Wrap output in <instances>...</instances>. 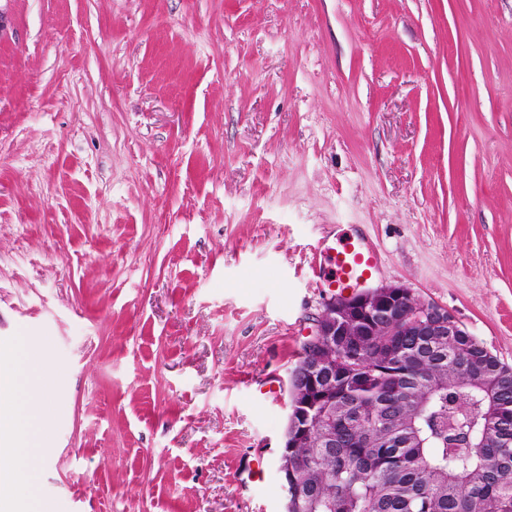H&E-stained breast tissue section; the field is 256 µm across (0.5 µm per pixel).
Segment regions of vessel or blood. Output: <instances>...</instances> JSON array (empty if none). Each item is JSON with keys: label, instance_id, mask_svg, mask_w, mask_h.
Wrapping results in <instances>:
<instances>
[{"label": "vessel or blood", "instance_id": "obj_1", "mask_svg": "<svg viewBox=\"0 0 512 512\" xmlns=\"http://www.w3.org/2000/svg\"><path fill=\"white\" fill-rule=\"evenodd\" d=\"M332 252L334 275L327 285L334 288L336 294L358 292L368 287L381 272L380 251L365 235L337 240Z\"/></svg>", "mask_w": 512, "mask_h": 512}]
</instances>
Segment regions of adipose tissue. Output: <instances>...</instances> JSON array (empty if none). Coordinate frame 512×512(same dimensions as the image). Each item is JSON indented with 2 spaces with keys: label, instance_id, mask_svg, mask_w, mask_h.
<instances>
[{
  "label": "adipose tissue",
  "instance_id": "1",
  "mask_svg": "<svg viewBox=\"0 0 512 512\" xmlns=\"http://www.w3.org/2000/svg\"><path fill=\"white\" fill-rule=\"evenodd\" d=\"M45 361L28 340L0 355V512H45L36 500L43 466L52 454L46 440V405L51 396Z\"/></svg>",
  "mask_w": 512,
  "mask_h": 512
}]
</instances>
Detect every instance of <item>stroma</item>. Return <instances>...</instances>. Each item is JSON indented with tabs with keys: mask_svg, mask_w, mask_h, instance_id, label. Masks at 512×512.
Listing matches in <instances>:
<instances>
[{
	"mask_svg": "<svg viewBox=\"0 0 512 512\" xmlns=\"http://www.w3.org/2000/svg\"><path fill=\"white\" fill-rule=\"evenodd\" d=\"M364 233L512 366V0H0V347L48 512H284L288 381Z\"/></svg>",
	"mask_w": 512,
	"mask_h": 512,
	"instance_id": "stroma-1",
	"label": "stroma"
}]
</instances>
